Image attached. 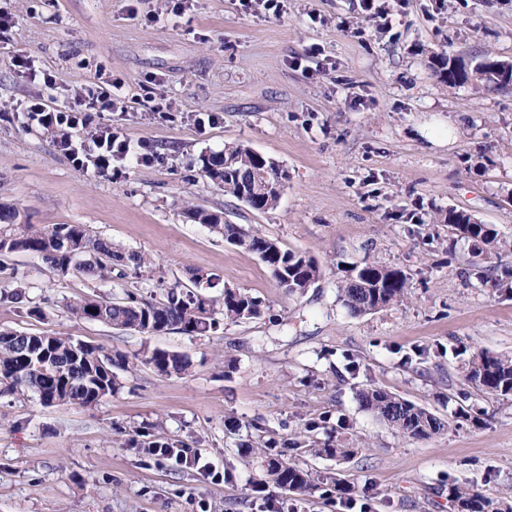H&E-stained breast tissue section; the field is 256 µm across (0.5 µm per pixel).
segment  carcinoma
<instances>
[{"label":"carcinoma","instance_id":"carcinoma-1","mask_svg":"<svg viewBox=\"0 0 512 512\" xmlns=\"http://www.w3.org/2000/svg\"><path fill=\"white\" fill-rule=\"evenodd\" d=\"M203 168L217 186L224 187L225 194L244 199L256 211L276 207L288 180L287 171L279 164L242 144L228 145L224 152L209 156ZM190 215L235 246L257 255L278 284L292 294L304 293L321 277V268L313 258L282 248L276 239L237 224H226L220 213L193 209ZM455 228L485 245L496 240L485 224H457ZM18 252L41 258L63 275L98 278L111 273L112 262L126 260L137 268L148 263L141 254L126 253L109 241L90 237L79 224H18L13 233L0 235V254ZM203 284L204 276L198 275L193 288L176 285L158 301H137L129 294L116 301L87 296L69 304L68 309L83 319L103 310L107 324L147 336L168 330L202 336L212 329L216 314L214 300L197 292ZM409 292V279L403 271L372 262L356 268L340 287L342 302L353 314L371 313L401 302ZM223 314L232 321L255 318L261 314V303L245 292L226 288ZM50 354L55 364L52 373L36 371L32 358ZM124 362L121 354L112 356L98 346L67 336L0 331V383L4 385L0 394L22 387L44 405L95 406L115 389L112 365ZM145 362L161 375L181 374L190 367L184 356L163 350L146 352ZM467 378L482 391L510 395L512 358L482 352L469 361ZM358 399L392 428L412 438L429 437L444 429V423L427 409L379 389H362ZM267 474L276 485L292 491L308 490L316 481L312 472L293 463L271 461ZM448 497L462 512H512L511 503L496 504L463 485L449 487Z\"/></svg>","mask_w":512,"mask_h":512}]
</instances>
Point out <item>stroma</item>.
<instances>
[{"label":"stroma","mask_w":512,"mask_h":512,"mask_svg":"<svg viewBox=\"0 0 512 512\" xmlns=\"http://www.w3.org/2000/svg\"><path fill=\"white\" fill-rule=\"evenodd\" d=\"M377 32L359 0H287L282 15L241 0H0V204L20 224H80L150 261L107 278L61 276L16 253L0 271V330L60 334L126 355L116 389L93 407L0 396V512H457L449 485L512 501V395L476 389L472 354L512 356V86L443 81L440 58L469 68L512 63V0H387ZM33 74L18 73L13 55ZM121 81L114 122L156 153L112 175L75 168L60 132L18 104H65ZM217 118L198 129L197 113ZM239 143L279 162L276 208L225 195L203 161ZM198 206L306 253L321 278L281 288L257 256L187 214ZM489 225L497 247L449 224ZM401 269L411 292L362 315L339 288L362 263ZM262 302L254 319L220 320L205 336H152L70 313L74 299L148 298L194 275ZM24 298L14 299L15 287ZM186 356L184 375L143 360ZM375 388L426 408L446 427L428 438L392 429L363 407ZM152 443L189 447L224 477L151 458ZM346 448V457L318 449ZM293 462L324 483L291 492L266 475Z\"/></svg>","instance_id":"stroma-1"}]
</instances>
